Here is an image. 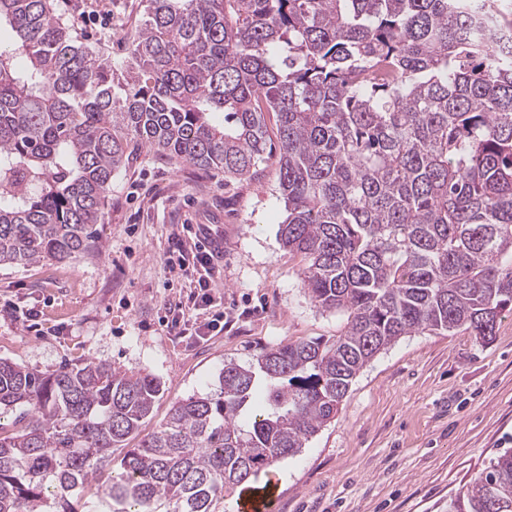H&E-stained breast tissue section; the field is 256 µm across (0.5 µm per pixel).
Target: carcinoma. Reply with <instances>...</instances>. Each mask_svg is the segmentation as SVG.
Listing matches in <instances>:
<instances>
[{
	"instance_id": "cac0c4a2",
	"label": "carcinoma",
	"mask_w": 512,
	"mask_h": 512,
	"mask_svg": "<svg viewBox=\"0 0 512 512\" xmlns=\"http://www.w3.org/2000/svg\"><path fill=\"white\" fill-rule=\"evenodd\" d=\"M476 15L512 33L496 0H149L116 66L51 0H0V266L94 249L138 147L255 178L277 145L280 241L312 302L348 313L331 341L225 364L143 437L151 374L0 360V418L21 409L0 422V512H77L87 491L108 512H215L401 337L493 336L512 313V48ZM448 512H512V448Z\"/></svg>"
}]
</instances>
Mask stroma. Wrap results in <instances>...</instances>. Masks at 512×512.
<instances>
[{
  "label": "stroma",
  "instance_id": "1",
  "mask_svg": "<svg viewBox=\"0 0 512 512\" xmlns=\"http://www.w3.org/2000/svg\"><path fill=\"white\" fill-rule=\"evenodd\" d=\"M146 5L112 0L111 37L92 26L75 35L123 61ZM285 217L276 160L240 180L141 149L112 180L95 251L0 268V359L43 372L90 361L150 372L162 384L142 426L150 432L174 402L215 391L225 363L248 365L278 344L343 331L346 313L312 303L301 257L282 248ZM203 229L217 242L224 327L200 341L166 324L203 319L189 300ZM179 261L183 270L170 271ZM31 309L32 325L23 319ZM506 448L512 315L486 343L462 330L401 337L360 370L335 420L274 463L268 480L277 512H444Z\"/></svg>",
  "mask_w": 512,
  "mask_h": 512
}]
</instances>
